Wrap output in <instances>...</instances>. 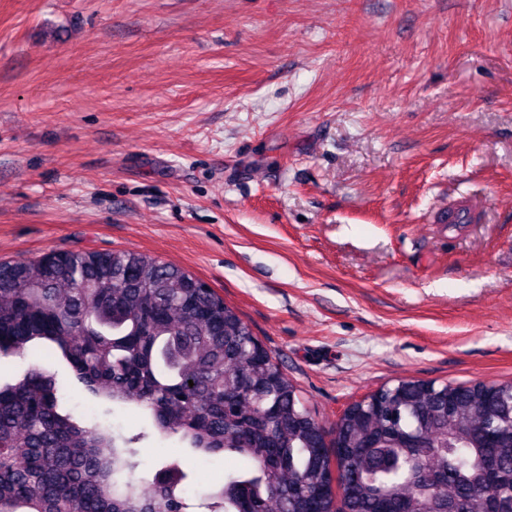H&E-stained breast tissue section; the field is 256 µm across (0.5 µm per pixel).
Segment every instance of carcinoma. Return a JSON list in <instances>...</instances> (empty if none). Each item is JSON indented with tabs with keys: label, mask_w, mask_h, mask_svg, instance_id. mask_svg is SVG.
Segmentation results:
<instances>
[{
	"label": "carcinoma",
	"mask_w": 512,
	"mask_h": 512,
	"mask_svg": "<svg viewBox=\"0 0 512 512\" xmlns=\"http://www.w3.org/2000/svg\"><path fill=\"white\" fill-rule=\"evenodd\" d=\"M3 358L26 367L0 382V512H512V381L400 380L349 404L328 442L235 308L145 254L1 261ZM48 359L148 425L76 415ZM154 436L240 467L193 499L179 462L139 471Z\"/></svg>",
	"instance_id": "1"
}]
</instances>
